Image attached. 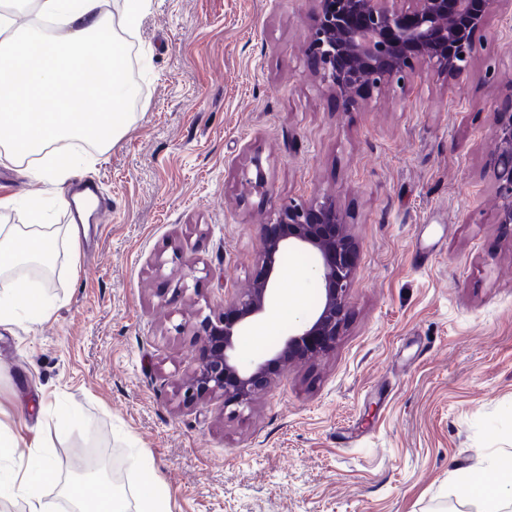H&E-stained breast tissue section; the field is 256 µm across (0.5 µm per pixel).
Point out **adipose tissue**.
I'll use <instances>...</instances> for the list:
<instances>
[{
	"instance_id": "ef3b65f1",
	"label": "adipose tissue",
	"mask_w": 512,
	"mask_h": 512,
	"mask_svg": "<svg viewBox=\"0 0 512 512\" xmlns=\"http://www.w3.org/2000/svg\"><path fill=\"white\" fill-rule=\"evenodd\" d=\"M148 2L124 0L118 17L107 0H37L33 23L0 14V162L26 166L30 174L61 185L77 165L71 142L105 152L127 132L135 90L121 40L134 34ZM16 207V196H0V326L16 324L24 313L36 321L52 316L53 304L29 283L26 267H51L60 240L78 244L80 228L91 217L77 206L76 221L60 230L32 207L24 223L12 224L7 216ZM0 458L10 463L8 472H0V495L23 500L26 512H50L49 488L72 512H168L147 466L140 469L139 504L133 511L123 486L62 476L41 445L20 454L14 436L1 427ZM487 467L497 473L494 482L483 479ZM456 489L460 497L482 499L488 512H512V460L485 459L483 468L470 470Z\"/></svg>"
}]
</instances>
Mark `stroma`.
Returning a JSON list of instances; mask_svg holds the SVG:
<instances>
[{
    "instance_id": "1",
    "label": "stroma",
    "mask_w": 512,
    "mask_h": 512,
    "mask_svg": "<svg viewBox=\"0 0 512 512\" xmlns=\"http://www.w3.org/2000/svg\"><path fill=\"white\" fill-rule=\"evenodd\" d=\"M313 0H152L126 38L136 118L78 168L111 203L43 286L53 315L0 327V426L44 432L73 468L112 462L128 497L148 462L169 512H482L453 482L512 454V229L498 224L497 112L512 102V13L493 9L470 68L418 66L344 109L303 37ZM260 158L268 193L245 179ZM64 226L41 181L0 165V195ZM332 197L354 277L330 349L288 364L250 410L187 405L177 384L250 285L283 200ZM316 256L280 262L285 313L245 332L247 368L319 306Z\"/></svg>"
}]
</instances>
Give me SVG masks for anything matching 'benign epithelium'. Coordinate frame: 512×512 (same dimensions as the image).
Returning a JSON list of instances; mask_svg holds the SVG:
<instances>
[{
  "label": "benign epithelium",
  "mask_w": 512,
  "mask_h": 512,
  "mask_svg": "<svg viewBox=\"0 0 512 512\" xmlns=\"http://www.w3.org/2000/svg\"><path fill=\"white\" fill-rule=\"evenodd\" d=\"M304 36L321 82L347 108L364 92L410 83L416 66L448 77L462 73L473 57L477 34L494 7L512 0H315ZM496 149L490 164L496 181L498 223L512 224V108L497 113ZM310 250L320 263L323 297L312 318L300 324L268 357L244 369L236 359L238 339L267 312L275 291L278 259L285 251ZM344 221L330 197L288 200L264 226L258 270L250 288L224 301V316L199 321L207 345L181 385L184 399L224 401L248 409L296 357L321 354L343 326L353 278Z\"/></svg>",
  "instance_id": "1"
}]
</instances>
